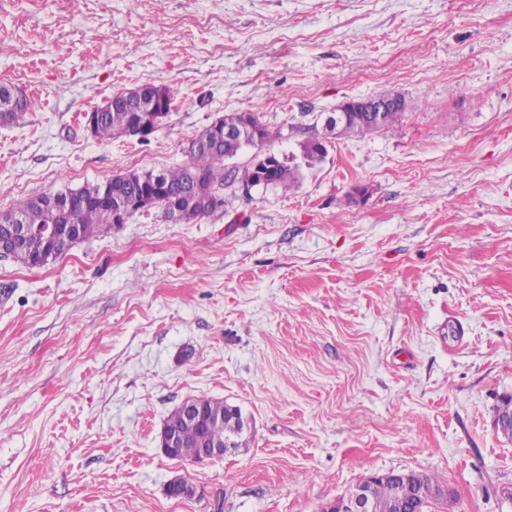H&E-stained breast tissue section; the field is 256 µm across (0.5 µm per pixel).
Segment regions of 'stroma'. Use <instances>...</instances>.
<instances>
[{"mask_svg":"<svg viewBox=\"0 0 512 512\" xmlns=\"http://www.w3.org/2000/svg\"><path fill=\"white\" fill-rule=\"evenodd\" d=\"M0 81L31 100L0 126V211L190 164L227 112L294 164L342 102H409L292 192L236 183L193 224L156 208L42 268L0 260V512H320L392 471L512 512V0H0ZM145 83L175 93L159 132L85 137ZM199 396L240 409L246 447L163 453ZM252 121L253 124L258 128L261 138L254 129L250 120H247L245 122V127L241 129L242 136L246 138V141H249L252 144V148H256L258 150V153L264 154L265 156H270V150L268 151L266 149V145H264V139H266V143L268 144L274 136L273 133L257 118V116L252 115Z\"/></svg>","mask_w":512,"mask_h":512,"instance_id":"35a3bbf8","label":"stroma"}]
</instances>
